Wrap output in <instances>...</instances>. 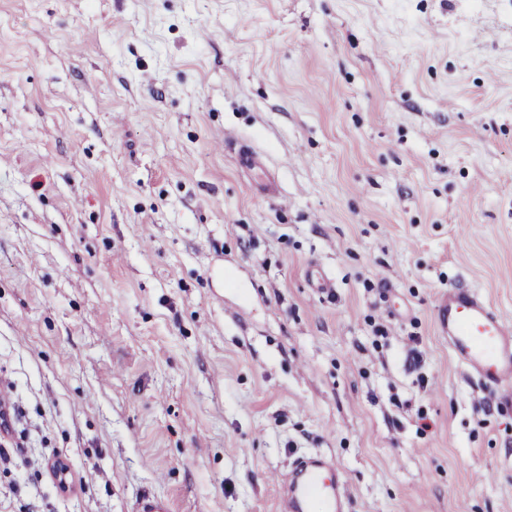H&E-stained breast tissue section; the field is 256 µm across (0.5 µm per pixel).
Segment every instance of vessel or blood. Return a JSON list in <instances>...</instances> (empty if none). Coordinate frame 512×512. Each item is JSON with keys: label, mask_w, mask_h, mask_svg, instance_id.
<instances>
[{"label": "vessel or blood", "mask_w": 512, "mask_h": 512, "mask_svg": "<svg viewBox=\"0 0 512 512\" xmlns=\"http://www.w3.org/2000/svg\"><path fill=\"white\" fill-rule=\"evenodd\" d=\"M439 326L453 356L484 384L512 381V327L475 290L452 288L439 308ZM290 485L291 512H304L312 496L323 499L328 512H343L342 480L332 461L302 460Z\"/></svg>", "instance_id": "b4317fda"}]
</instances>
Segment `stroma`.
<instances>
[{
	"label": "stroma",
	"instance_id": "obj_1",
	"mask_svg": "<svg viewBox=\"0 0 512 512\" xmlns=\"http://www.w3.org/2000/svg\"><path fill=\"white\" fill-rule=\"evenodd\" d=\"M451 288L512 321V0H0V512H512ZM296 470L298 478L290 484L288 502L293 512H304L306 503L313 495L323 499L328 512H343V482L331 460H300Z\"/></svg>",
	"mask_w": 512,
	"mask_h": 512
}]
</instances>
